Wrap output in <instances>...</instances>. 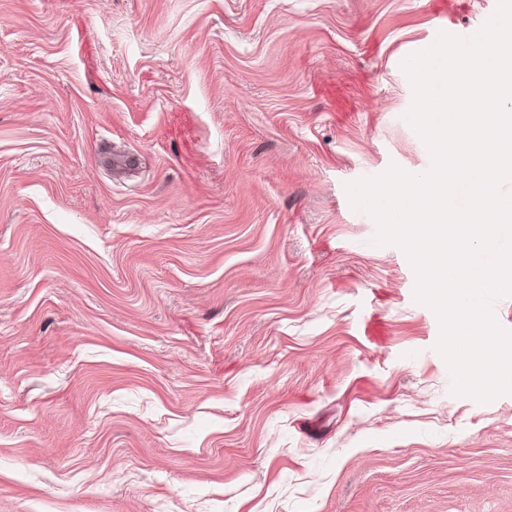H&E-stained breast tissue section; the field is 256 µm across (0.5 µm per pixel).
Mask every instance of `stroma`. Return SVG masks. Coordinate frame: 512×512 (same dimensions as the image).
<instances>
[{
    "label": "stroma",
    "mask_w": 512,
    "mask_h": 512,
    "mask_svg": "<svg viewBox=\"0 0 512 512\" xmlns=\"http://www.w3.org/2000/svg\"><path fill=\"white\" fill-rule=\"evenodd\" d=\"M499 4L0 0V512H512V393L347 193Z\"/></svg>",
    "instance_id": "35a3bbf8"
}]
</instances>
